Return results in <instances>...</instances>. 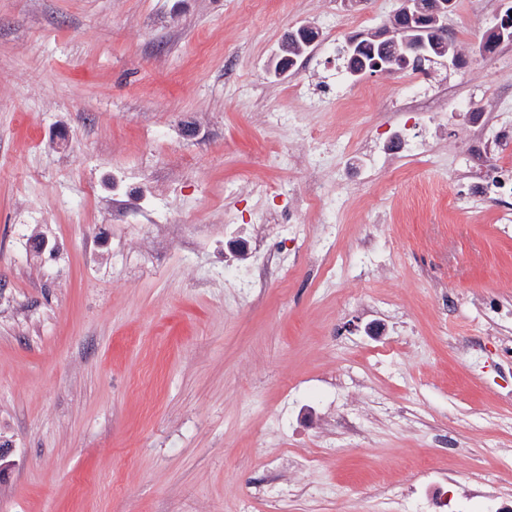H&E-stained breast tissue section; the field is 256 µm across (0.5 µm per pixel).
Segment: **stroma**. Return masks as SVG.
Returning a JSON list of instances; mask_svg holds the SVG:
<instances>
[{"instance_id": "stroma-1", "label": "stroma", "mask_w": 512, "mask_h": 512, "mask_svg": "<svg viewBox=\"0 0 512 512\" xmlns=\"http://www.w3.org/2000/svg\"><path fill=\"white\" fill-rule=\"evenodd\" d=\"M505 3L453 0L459 67L353 79L400 0H0V512H512ZM316 37L317 34L310 31L309 28H299L288 37V68L294 65L296 58L306 52ZM324 261L322 275L327 281L344 277L354 262L351 257L341 255H336L335 257L334 254H329Z\"/></svg>"}]
</instances>
